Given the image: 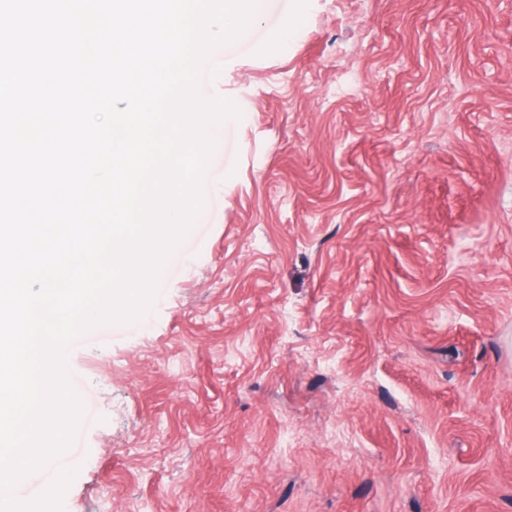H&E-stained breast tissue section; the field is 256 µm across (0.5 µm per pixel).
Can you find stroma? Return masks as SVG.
<instances>
[{
  "label": "stroma",
  "instance_id": "1",
  "mask_svg": "<svg viewBox=\"0 0 512 512\" xmlns=\"http://www.w3.org/2000/svg\"><path fill=\"white\" fill-rule=\"evenodd\" d=\"M204 207L66 360L62 512H512V0H260Z\"/></svg>",
  "mask_w": 512,
  "mask_h": 512
}]
</instances>
